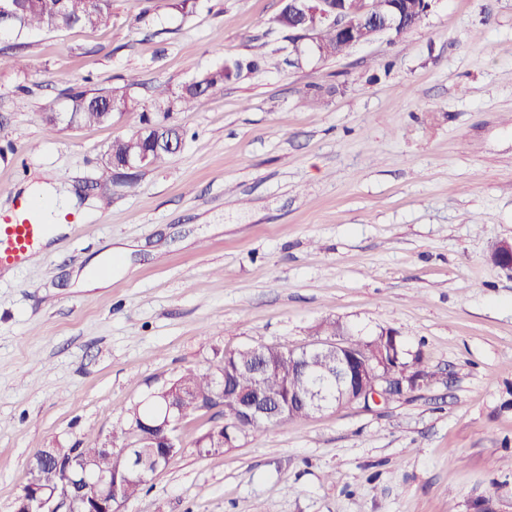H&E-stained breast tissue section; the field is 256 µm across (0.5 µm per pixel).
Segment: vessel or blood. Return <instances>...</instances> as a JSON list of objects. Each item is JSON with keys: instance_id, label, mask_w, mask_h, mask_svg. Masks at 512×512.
<instances>
[{"instance_id": "obj_1", "label": "vessel or blood", "mask_w": 512, "mask_h": 512, "mask_svg": "<svg viewBox=\"0 0 512 512\" xmlns=\"http://www.w3.org/2000/svg\"><path fill=\"white\" fill-rule=\"evenodd\" d=\"M48 234V225L28 205H20L13 222L0 224V270L28 265L43 251Z\"/></svg>"}]
</instances>
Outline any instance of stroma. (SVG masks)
Segmentation results:
<instances>
[{
  "mask_svg": "<svg viewBox=\"0 0 512 512\" xmlns=\"http://www.w3.org/2000/svg\"><path fill=\"white\" fill-rule=\"evenodd\" d=\"M112 0L97 30L0 35V221L39 172L85 187L57 247L0 278V512L58 442L89 447L186 369L245 345L313 343L330 318L393 331L432 373L380 404L330 408L181 451L123 512H469L512 505V0H435L412 29L321 56L283 0ZM24 57L25 66L15 65ZM261 67L169 121L177 153L127 192L104 153L138 123L49 129L70 90L154 104L223 62ZM109 276L73 283L75 267Z\"/></svg>",
  "mask_w": 512,
  "mask_h": 512,
  "instance_id": "obj_1",
  "label": "stroma"
}]
</instances>
